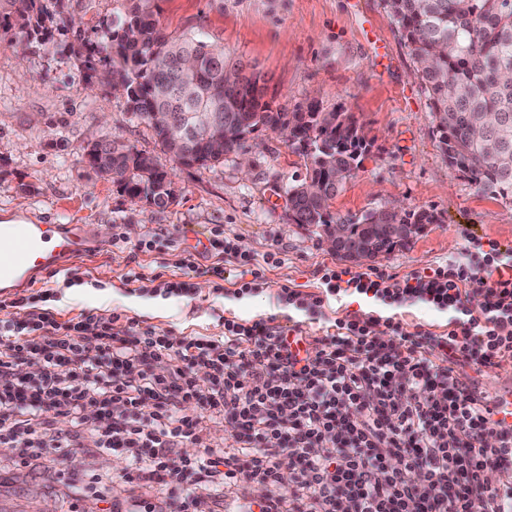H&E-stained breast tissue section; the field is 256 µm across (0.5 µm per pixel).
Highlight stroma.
<instances>
[{
	"instance_id": "1",
	"label": "stroma",
	"mask_w": 512,
	"mask_h": 512,
	"mask_svg": "<svg viewBox=\"0 0 512 512\" xmlns=\"http://www.w3.org/2000/svg\"><path fill=\"white\" fill-rule=\"evenodd\" d=\"M157 6L169 35L202 38L256 66L273 108L303 112L316 102L363 124L362 166L333 200V215L383 207L427 211L437 221L407 246L351 262L329 251L317 228L289 223L283 188L306 169L283 137L265 129L251 134L245 172L233 154L212 167L177 164L110 86L85 80L80 59L66 50L78 36L93 37L109 19L112 0H61L26 61H18L0 32V225L86 224L93 234L90 253L67 263L75 281L42 272L22 290L28 296L53 289L49 306L58 320L109 311L180 340L222 335L228 319L282 325L294 319L320 337L336 320L365 312L344 296L325 300L324 267L374 268L400 279L469 262L493 246L504 256L512 252V202L471 183L443 156L416 64L382 0H157ZM113 139L172 171L171 205L132 200L88 165L87 144ZM216 228L255 262L276 256L252 295L234 296L243 273L235 258H225L220 279L177 267L185 243ZM154 234L156 248L138 251L139 241ZM135 263L142 273L188 281L190 294L140 292L125 279ZM284 285L322 298L321 307L292 310L280 296ZM61 491L44 468H8L0 472V512H68Z\"/></svg>"
}]
</instances>
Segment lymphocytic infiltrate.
Listing matches in <instances>:
<instances>
[{"instance_id": "obj_1", "label": "lymphocytic infiltrate", "mask_w": 512, "mask_h": 512, "mask_svg": "<svg viewBox=\"0 0 512 512\" xmlns=\"http://www.w3.org/2000/svg\"><path fill=\"white\" fill-rule=\"evenodd\" d=\"M236 252L218 228L207 245L186 246L179 265L220 278L221 258ZM497 255L400 280L325 270L324 281L345 280L384 305L449 313L443 335L390 320L381 337L367 315L314 339L296 323L228 320L221 337L175 343L133 319L117 327L112 314L59 321L43 306L46 290L1 297L0 447L17 449L20 465L59 462L75 500L94 499L101 512L116 509L111 477L73 461L88 434L97 451L124 457L125 483L176 512H211L218 493L259 512H512V428L455 373L512 359V264ZM22 307L26 320L11 319ZM30 359L40 365L33 375L21 371ZM208 416L235 425L234 445L180 455ZM60 417L68 430L56 428ZM285 472L288 489L273 493Z\"/></svg>"}]
</instances>
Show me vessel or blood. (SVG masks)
Returning <instances> with one entry per match:
<instances>
[{
    "label": "vessel or blood",
    "instance_id": "b4317fda",
    "mask_svg": "<svg viewBox=\"0 0 512 512\" xmlns=\"http://www.w3.org/2000/svg\"><path fill=\"white\" fill-rule=\"evenodd\" d=\"M82 224H1L0 285L15 288L39 272L57 269L89 247Z\"/></svg>",
    "mask_w": 512,
    "mask_h": 512
}]
</instances>
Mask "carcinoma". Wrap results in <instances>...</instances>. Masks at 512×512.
Returning <instances> with one entry per match:
<instances>
[{
  "instance_id": "cac0c4a2",
  "label": "carcinoma",
  "mask_w": 512,
  "mask_h": 512,
  "mask_svg": "<svg viewBox=\"0 0 512 512\" xmlns=\"http://www.w3.org/2000/svg\"><path fill=\"white\" fill-rule=\"evenodd\" d=\"M58 0H0V28L19 30L12 44L46 31ZM153 0H124L93 38L69 46L85 74L98 73L120 92L128 111L153 131L183 166L224 162L242 150L259 128L278 130L306 160V176L288 184V219L293 224L348 225L349 237L363 236L372 255L393 250L375 224H431L426 212L388 215L374 208L359 216L336 217L331 201L361 167L366 140L362 126L336 110L314 103L306 112H280L264 100L262 75L245 72L224 48L195 37L166 33ZM416 63L448 163L484 190L512 200V0H383ZM154 112L164 122H152ZM210 112L207 124L193 114ZM226 134L224 153L213 149ZM89 165L131 198L165 207L175 199L173 173L149 155L116 140L85 151Z\"/></svg>"
}]
</instances>
